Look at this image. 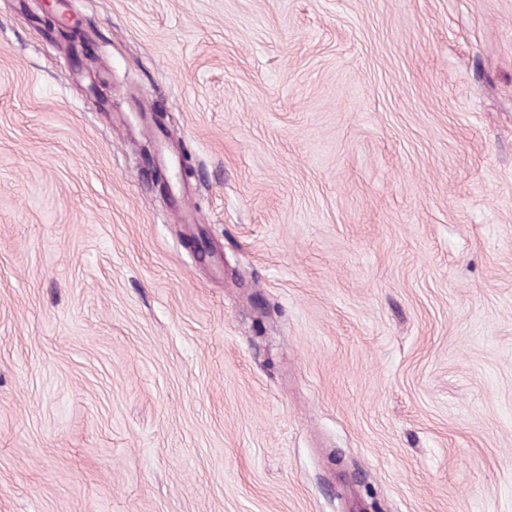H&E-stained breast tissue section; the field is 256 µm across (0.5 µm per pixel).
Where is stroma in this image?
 <instances>
[{"label":"stroma","mask_w":512,"mask_h":512,"mask_svg":"<svg viewBox=\"0 0 512 512\" xmlns=\"http://www.w3.org/2000/svg\"><path fill=\"white\" fill-rule=\"evenodd\" d=\"M62 10L0 0V512H512V0Z\"/></svg>","instance_id":"stroma-1"}]
</instances>
